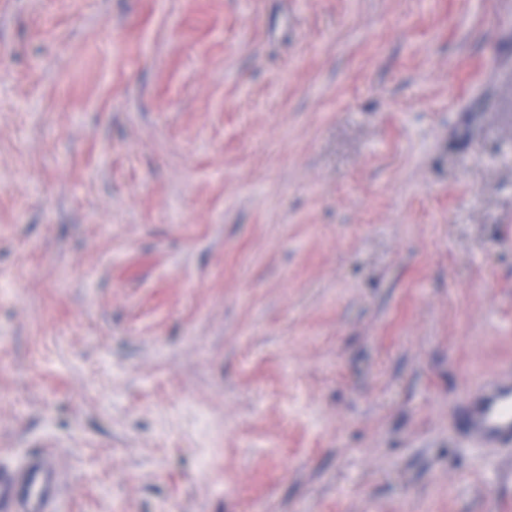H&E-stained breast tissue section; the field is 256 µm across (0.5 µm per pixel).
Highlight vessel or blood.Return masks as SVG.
Returning <instances> with one entry per match:
<instances>
[{
    "mask_svg": "<svg viewBox=\"0 0 512 512\" xmlns=\"http://www.w3.org/2000/svg\"><path fill=\"white\" fill-rule=\"evenodd\" d=\"M459 427L484 446H512V372L466 393ZM60 468L53 450L28 456L19 468L0 465V512H57Z\"/></svg>",
    "mask_w": 512,
    "mask_h": 512,
    "instance_id": "1",
    "label": "vessel or blood"
}]
</instances>
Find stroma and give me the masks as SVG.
Returning a JSON list of instances; mask_svg holds the SVG:
<instances>
[{
	"mask_svg": "<svg viewBox=\"0 0 512 512\" xmlns=\"http://www.w3.org/2000/svg\"><path fill=\"white\" fill-rule=\"evenodd\" d=\"M512 0H0V448L65 512H512ZM459 428L484 446H512V370L474 385L459 407Z\"/></svg>",
	"mask_w": 512,
	"mask_h": 512,
	"instance_id": "stroma-1",
	"label": "stroma"
}]
</instances>
